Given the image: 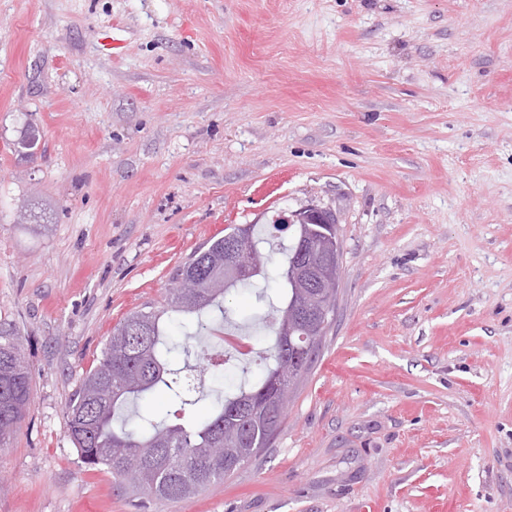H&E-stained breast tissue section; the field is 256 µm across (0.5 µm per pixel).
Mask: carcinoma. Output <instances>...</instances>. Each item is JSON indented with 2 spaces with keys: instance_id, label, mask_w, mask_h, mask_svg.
<instances>
[{
  "instance_id": "obj_1",
  "label": "carcinoma",
  "mask_w": 512,
  "mask_h": 512,
  "mask_svg": "<svg viewBox=\"0 0 512 512\" xmlns=\"http://www.w3.org/2000/svg\"><path fill=\"white\" fill-rule=\"evenodd\" d=\"M255 225L243 230L237 224L224 228L171 272L174 287L168 289L166 306L135 310L112 329L99 364L89 371L72 395L65 412L67 436L84 463L104 466L112 478L131 494L155 502L178 501L207 490L237 471L236 456L249 457L270 445L279 432L284 412L270 402L272 381L297 386V371L307 374L320 351L322 337L308 334L294 315L305 301L306 289L293 281L292 257L299 242L307 245L336 237L334 224H306L285 249V258L271 268V255L260 249ZM247 233L246 270L250 274L235 287H255L274 279L280 288L268 302L264 320L274 333L272 347L259 355L262 377L249 387L239 386L213 405L212 414L191 423H166L143 414L134 420L124 416L126 406L163 387L179 410L195 406L183 369L172 367L166 342L170 313L197 317L198 329L207 325L203 316L224 310L228 289L224 286V245ZM180 280L195 282L198 297L187 300L175 287ZM15 332L0 329V439L11 436L25 417L30 399L31 375Z\"/></svg>"
}]
</instances>
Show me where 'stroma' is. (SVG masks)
<instances>
[{
  "instance_id": "obj_1",
  "label": "stroma",
  "mask_w": 512,
  "mask_h": 512,
  "mask_svg": "<svg viewBox=\"0 0 512 512\" xmlns=\"http://www.w3.org/2000/svg\"><path fill=\"white\" fill-rule=\"evenodd\" d=\"M339 220L336 313L279 433L140 502L64 413L230 224ZM204 338L269 349L255 291ZM0 324L31 373L0 512H512V0H0Z\"/></svg>"
}]
</instances>
